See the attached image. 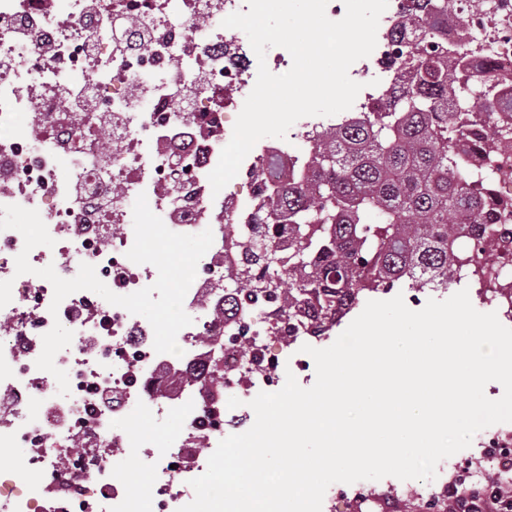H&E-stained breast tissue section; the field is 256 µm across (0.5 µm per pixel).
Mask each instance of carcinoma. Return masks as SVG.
<instances>
[{
	"label": "carcinoma",
	"mask_w": 512,
	"mask_h": 512,
	"mask_svg": "<svg viewBox=\"0 0 512 512\" xmlns=\"http://www.w3.org/2000/svg\"><path fill=\"white\" fill-rule=\"evenodd\" d=\"M388 37L409 41L418 18L448 17V0H422ZM424 30L419 44L396 62L409 83L386 91L382 107L316 134L314 156L280 190L282 210L263 202L264 223L225 224L224 233L264 238L257 260L224 285L227 310L238 297L264 298L293 321L310 306L319 327L332 330L343 309L362 293L388 291L408 277L424 288L459 282L448 261V242L460 224L479 232L497 215L488 211L492 188L465 159L450 92L480 83L482 112L512 113V89L491 94L489 69L468 66V49H448ZM483 149L512 150V132L491 134ZM292 224L296 249L283 255L271 224Z\"/></svg>",
	"instance_id": "cac0c4a2"
}]
</instances>
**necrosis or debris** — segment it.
Here are the masks:
<instances>
[{
  "label": "necrosis or debris",
  "instance_id": "1",
  "mask_svg": "<svg viewBox=\"0 0 512 512\" xmlns=\"http://www.w3.org/2000/svg\"><path fill=\"white\" fill-rule=\"evenodd\" d=\"M246 8L245 0H0V205L37 210L58 244L32 249L31 265L54 266L64 278L94 265L119 295L154 284L157 269L127 257L141 194L171 231L213 233L184 299L192 323L177 336L178 357L156 353L150 323L94 292H74L51 311V283L15 273L22 235L0 231V281L13 282L11 302L0 308V449H23L22 467L38 475L20 489L0 478V512H135L134 493L112 467L125 445L118 429L135 414L158 422L174 412L186 424L176 449L155 451L151 432L135 434L132 445L155 512H178L237 420L226 396L244 404L270 391L289 351L325 338L289 335L287 320L267 311L238 312L229 325L215 316L224 305L219 283L246 261V241L225 237L224 220L251 215L258 201L213 192L208 179L228 117L257 77L247 35L221 25ZM438 36L467 43L473 58L494 66L495 80L512 83V0H448ZM396 50L378 35L371 57L352 68L363 85L357 111L380 107ZM463 119L471 162L490 173L499 199L512 200V151L481 150L487 126L477 104ZM310 158L270 142L240 170L273 162L258 183L272 195ZM453 255L480 299L512 314V215L494 235L458 231ZM57 322L73 333L55 357L69 377L66 397L35 365ZM206 334L216 341L204 347ZM216 366L220 386L209 379Z\"/></svg>",
  "mask_w": 512,
  "mask_h": 512
}]
</instances>
